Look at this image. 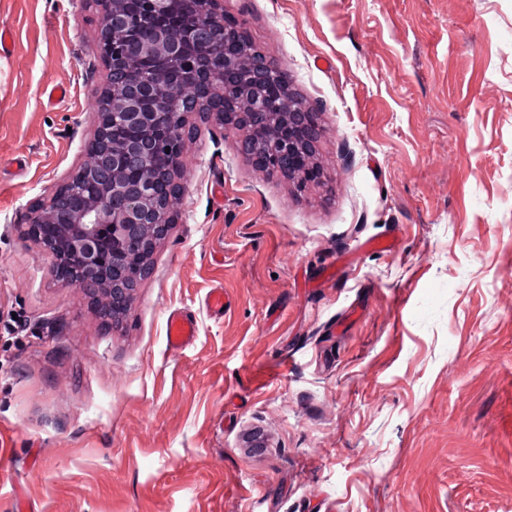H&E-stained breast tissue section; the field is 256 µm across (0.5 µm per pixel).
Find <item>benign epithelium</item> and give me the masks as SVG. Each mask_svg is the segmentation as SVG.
<instances>
[{
  "label": "benign epithelium",
  "instance_id": "1",
  "mask_svg": "<svg viewBox=\"0 0 512 512\" xmlns=\"http://www.w3.org/2000/svg\"><path fill=\"white\" fill-rule=\"evenodd\" d=\"M102 11L99 33L100 58L107 77L95 92L97 104L96 134L87 158L79 170L63 185L73 193L86 195V208L72 217L70 224H55V211L47 202L31 212L26 236L47 251L69 239V262L49 267L50 278L63 288L82 291L96 312H112V319L125 313L135 299L139 285L135 282L132 262L142 254L144 244L154 240L158 246L171 234L175 224L174 207L162 209L156 200L169 191L166 177L156 175L157 151L169 149L172 172L181 168L186 138L168 130L174 121V95L167 73L145 75L139 68L146 56L158 53L173 68L192 70L189 89L201 94L197 111L217 124L233 127L243 118L241 112L228 111L223 100L211 97L215 86L224 82H250L252 75L224 70L222 58L213 52L204 36L206 30L224 29L223 0H202L200 19L177 29L161 30L140 27L130 30V20L123 5L126 0H98ZM142 12L162 16L174 9V0H137ZM134 129L138 139L121 148L101 144L103 125ZM316 155L317 143L311 142L308 113H287L283 130L268 139L246 158L259 171L276 173L288 161L290 179L302 188L314 181L318 173L314 159L303 169L294 167L298 154ZM129 167L146 171L134 187L121 186Z\"/></svg>",
  "mask_w": 512,
  "mask_h": 512
}]
</instances>
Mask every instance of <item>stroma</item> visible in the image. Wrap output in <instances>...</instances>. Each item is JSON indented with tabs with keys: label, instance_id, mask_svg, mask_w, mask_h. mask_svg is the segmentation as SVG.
Returning a JSON list of instances; mask_svg holds the SVG:
<instances>
[{
	"label": "stroma",
	"instance_id": "1",
	"mask_svg": "<svg viewBox=\"0 0 512 512\" xmlns=\"http://www.w3.org/2000/svg\"><path fill=\"white\" fill-rule=\"evenodd\" d=\"M224 17L320 111V180L190 116L179 222L109 330L23 236L94 133L100 8L0 0V512H512V0ZM196 335V324L188 315L172 312L168 317V343L175 348L187 346Z\"/></svg>",
	"mask_w": 512,
	"mask_h": 512
}]
</instances>
